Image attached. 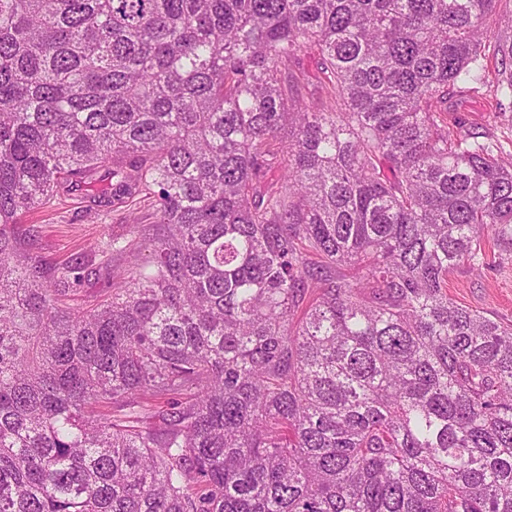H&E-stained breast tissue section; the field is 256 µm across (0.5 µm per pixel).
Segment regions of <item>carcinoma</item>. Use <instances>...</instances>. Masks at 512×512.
I'll use <instances>...</instances> for the list:
<instances>
[{
	"label": "carcinoma",
	"mask_w": 512,
	"mask_h": 512,
	"mask_svg": "<svg viewBox=\"0 0 512 512\" xmlns=\"http://www.w3.org/2000/svg\"><path fill=\"white\" fill-rule=\"evenodd\" d=\"M500 2L0 0V512H512V324L448 297L512 260V153L448 120L512 125ZM97 182L152 229L35 256ZM288 72L305 99H315L324 95L322 90V75L320 73V59L316 51H306L288 66ZM453 100H456L454 106L457 111L451 112L453 116L468 124V127L476 126L490 132L507 152H512V128L507 129L501 124L498 112H494L486 99L481 95H469L461 98L455 96ZM112 278L107 276L105 272L102 275L89 276V280H86L84 284L78 288L74 298V303L80 307H88L90 304L96 303V301L103 299L108 294H110L111 289H109V281L113 282L118 277L123 275L126 266H127V258L124 254L121 253H112Z\"/></svg>",
	"instance_id": "carcinoma-1"
}]
</instances>
